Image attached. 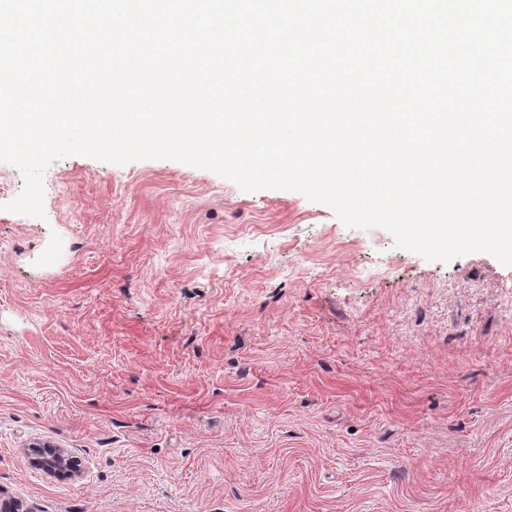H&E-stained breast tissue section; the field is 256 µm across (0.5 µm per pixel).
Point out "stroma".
<instances>
[{
  "label": "stroma",
  "instance_id": "1",
  "mask_svg": "<svg viewBox=\"0 0 512 512\" xmlns=\"http://www.w3.org/2000/svg\"><path fill=\"white\" fill-rule=\"evenodd\" d=\"M8 211L0 491L25 512H512V267L290 190L83 155ZM78 461L28 466L35 443Z\"/></svg>",
  "mask_w": 512,
  "mask_h": 512
}]
</instances>
